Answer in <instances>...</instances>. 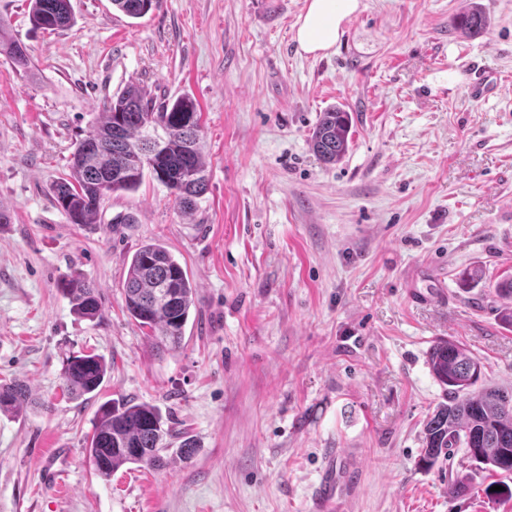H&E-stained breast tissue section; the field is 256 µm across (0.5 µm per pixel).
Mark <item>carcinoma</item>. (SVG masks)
Segmentation results:
<instances>
[{
    "instance_id": "carcinoma-1",
    "label": "carcinoma",
    "mask_w": 512,
    "mask_h": 512,
    "mask_svg": "<svg viewBox=\"0 0 512 512\" xmlns=\"http://www.w3.org/2000/svg\"><path fill=\"white\" fill-rule=\"evenodd\" d=\"M34 27L57 30L70 26L74 15L70 0H28ZM159 0H112V6L129 18H140ZM454 26L473 33L489 27L479 8L456 17ZM0 54L15 69L31 71L26 45L7 35L0 20ZM352 139L349 112L334 106L321 113L310 145L326 164L340 161ZM163 184L182 211H191L208 189L207 166L201 129V112L188 97L159 108L146 99L143 89L130 85L103 105L100 120L75 144L69 172L53 186V201L72 224H96L106 197L136 190L145 174ZM58 288L80 318L103 315L100 289L79 274L61 279ZM503 300L501 323L512 329V274L494 285ZM195 288L187 272L163 245L143 244L131 257L123 284L124 303L130 317L150 331L157 350L178 347L194 307ZM430 372L443 387L444 399L425 420L422 466L431 469L462 448L478 465L501 475L503 490L494 495L512 499V388L479 384L480 360L459 343L439 339L428 351ZM107 373L103 356L86 354L66 358L62 378L68 395L79 399L94 394ZM29 401L27 387L19 382L0 384V414L20 412ZM172 427L151 405L107 402L100 406L86 451L101 479L126 464L159 466ZM467 475L448 481V493L471 492Z\"/></svg>"
}]
</instances>
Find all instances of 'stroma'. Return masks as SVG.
Listing matches in <instances>:
<instances>
[{
  "instance_id": "1",
  "label": "stroma",
  "mask_w": 512,
  "mask_h": 512,
  "mask_svg": "<svg viewBox=\"0 0 512 512\" xmlns=\"http://www.w3.org/2000/svg\"><path fill=\"white\" fill-rule=\"evenodd\" d=\"M474 1L490 26L469 36L452 22ZM360 3L311 55L294 39L306 0H159L138 19L71 0L75 23L56 31L33 29L27 0H0L35 65L0 55V383L32 391L21 415L0 414V512H512L463 449L419 464L443 399L434 341L512 387V330L488 288L512 268V0ZM131 83L157 106L195 100L208 189L185 213L148 176L97 223H69L52 187ZM336 105L353 136L326 165L310 136ZM149 241L196 287L185 339L164 353L122 296ZM423 268L444 294L417 304L407 284ZM74 273L100 288L102 318H78L58 290ZM90 352L108 374L70 399L62 363ZM111 400L168 418L162 467L95 474L85 448ZM185 435L198 450L181 459ZM331 464L327 509L315 490ZM458 473L469 495H449Z\"/></svg>"
}]
</instances>
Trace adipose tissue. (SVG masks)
<instances>
[{
    "mask_svg": "<svg viewBox=\"0 0 512 512\" xmlns=\"http://www.w3.org/2000/svg\"><path fill=\"white\" fill-rule=\"evenodd\" d=\"M359 8V0H308L295 38L307 54L324 53L335 46L342 22Z\"/></svg>",
    "mask_w": 512,
    "mask_h": 512,
    "instance_id": "adipose-tissue-1",
    "label": "adipose tissue"
}]
</instances>
